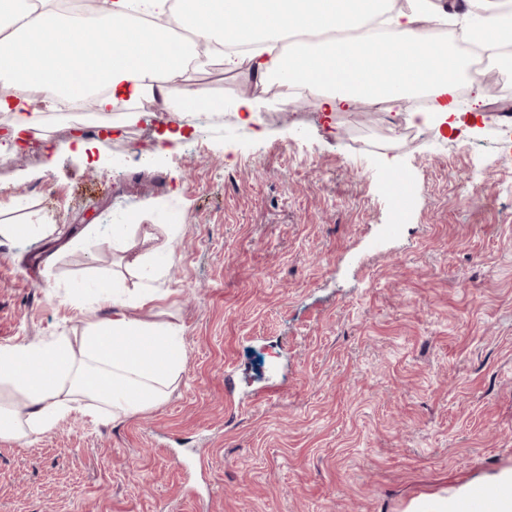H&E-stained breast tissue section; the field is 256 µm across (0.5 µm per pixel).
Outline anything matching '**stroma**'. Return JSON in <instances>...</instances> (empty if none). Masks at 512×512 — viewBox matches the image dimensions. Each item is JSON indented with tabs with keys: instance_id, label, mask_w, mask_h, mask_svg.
<instances>
[{
	"instance_id": "35a3bbf8",
	"label": "stroma",
	"mask_w": 512,
	"mask_h": 512,
	"mask_svg": "<svg viewBox=\"0 0 512 512\" xmlns=\"http://www.w3.org/2000/svg\"><path fill=\"white\" fill-rule=\"evenodd\" d=\"M185 82L222 122L75 145L73 117L0 149V345L81 335L112 314L90 282L116 277L185 347L153 408L115 422L84 398L30 442L0 438V512H444L512 483V120L494 96L458 99L467 132L401 143L409 115L291 109L244 66ZM243 96L267 120L241 126ZM115 224L122 240L85 250Z\"/></svg>"
}]
</instances>
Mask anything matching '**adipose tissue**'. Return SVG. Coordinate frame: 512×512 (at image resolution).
Wrapping results in <instances>:
<instances>
[{"label": "adipose tissue", "instance_id": "adipose-tissue-1", "mask_svg": "<svg viewBox=\"0 0 512 512\" xmlns=\"http://www.w3.org/2000/svg\"><path fill=\"white\" fill-rule=\"evenodd\" d=\"M507 0H466L457 39L472 46L512 45ZM442 12L439 0H110L103 33L84 43L86 23L63 14L58 0H0V80L31 89L28 97L0 99L13 114L10 140L31 128L38 105L71 106L97 92L96 106L151 98L166 112H215L223 102L184 84L196 48L220 56L225 68L242 60L234 46L255 45L249 57L258 81L275 79L321 97L341 112L367 100L397 105L430 91L424 123L448 126L463 61L428 32ZM380 22V40L325 38L326 30H355ZM95 300L111 318L82 336L0 346V387L24 397L23 411L0 403V437L25 440L50 431L84 396L106 405L113 420L161 403L184 368L177 325L132 316L111 283L96 285Z\"/></svg>", "mask_w": 512, "mask_h": 512}]
</instances>
